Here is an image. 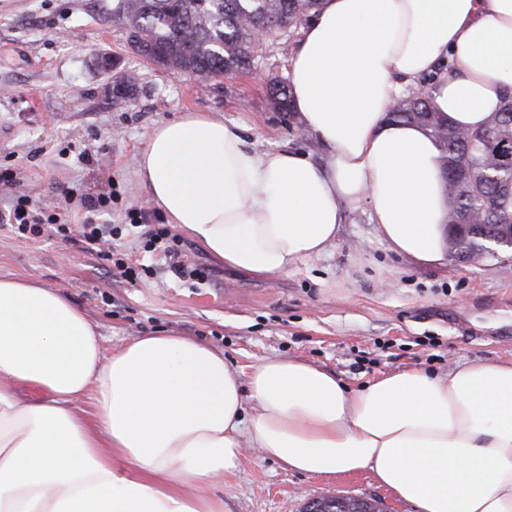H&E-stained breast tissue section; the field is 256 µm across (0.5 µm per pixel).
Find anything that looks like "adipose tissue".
I'll use <instances>...</instances> for the list:
<instances>
[{
  "label": "adipose tissue",
  "mask_w": 512,
  "mask_h": 512,
  "mask_svg": "<svg viewBox=\"0 0 512 512\" xmlns=\"http://www.w3.org/2000/svg\"><path fill=\"white\" fill-rule=\"evenodd\" d=\"M423 78L453 127L482 126L512 94V0H323L288 80L324 162L185 112L154 128L136 177L166 223L254 275L327 253L359 203L386 252L442 264L439 147L387 118ZM247 445L287 471L368 473L416 512H512V361L353 390L300 358L245 370L187 336H134L107 356L59 289L0 276V512H227L215 487Z\"/></svg>",
  "instance_id": "adipose-tissue-1"
}]
</instances>
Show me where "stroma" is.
Segmentation results:
<instances>
[{
	"label": "stroma",
	"instance_id": "35a3bbf8",
	"mask_svg": "<svg viewBox=\"0 0 512 512\" xmlns=\"http://www.w3.org/2000/svg\"><path fill=\"white\" fill-rule=\"evenodd\" d=\"M105 2L0 0V169L16 173L18 191L48 205H61L64 186L111 194L106 221L120 228L108 258L51 227L23 238L5 220L9 202L0 190L1 276L61 289L96 324L107 356L134 336L177 334L223 349L243 368L272 356L302 358L352 389L407 368L445 372L512 360V253L417 266L371 240L362 207L347 209L326 255L272 279L224 267L175 228L182 261L209 268L207 280L177 278L163 253L145 251L131 219L161 218L137 181L135 159L153 129L178 113L244 120L261 151L296 148L316 161L326 151L267 93L268 76H286L294 41L268 44L251 70L205 84L129 52L124 28L103 14ZM102 52L119 56L137 78L121 104L111 101V75L96 65ZM117 258L148 272L130 284L115 277ZM222 488L228 512H300L321 496L374 497L386 512H414L368 474L307 476L250 450Z\"/></svg>",
	"mask_w": 512,
	"mask_h": 512
}]
</instances>
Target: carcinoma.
Returning <instances> with one entry per match:
<instances>
[{
  "instance_id": "carcinoma-1",
  "label": "carcinoma",
  "mask_w": 512,
  "mask_h": 512,
  "mask_svg": "<svg viewBox=\"0 0 512 512\" xmlns=\"http://www.w3.org/2000/svg\"><path fill=\"white\" fill-rule=\"evenodd\" d=\"M322 0H112V21L126 25V38L143 48L142 58L164 53L166 68L194 73L209 82L251 68L264 42L291 34L314 16ZM116 88L131 95L135 75L118 71ZM269 97L281 112L292 111L287 81L268 79ZM396 122L417 123L440 149V166L452 202L448 223L467 224L457 233L462 257L483 250L501 225H512V97L490 115L484 128L460 131L448 125L434 104L431 88L410 87L389 111ZM321 512H383L374 499L325 496Z\"/></svg>"
}]
</instances>
